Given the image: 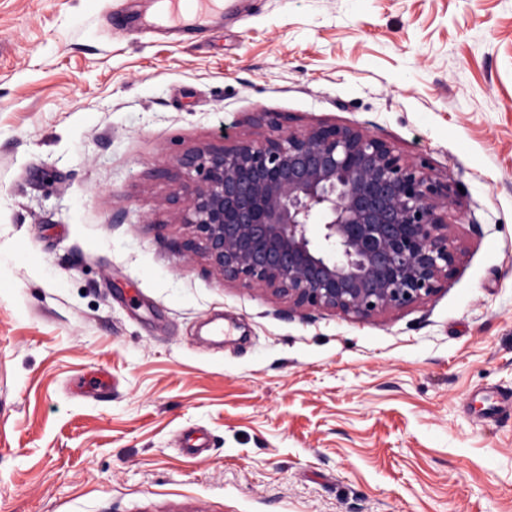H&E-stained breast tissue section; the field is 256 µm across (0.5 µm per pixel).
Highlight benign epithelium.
<instances>
[{"instance_id": "benign-epithelium-1", "label": "benign epithelium", "mask_w": 512, "mask_h": 512, "mask_svg": "<svg viewBox=\"0 0 512 512\" xmlns=\"http://www.w3.org/2000/svg\"><path fill=\"white\" fill-rule=\"evenodd\" d=\"M290 121L259 112L272 134L174 159L184 251L303 316L369 321L434 297L461 257L448 232L452 185L358 127Z\"/></svg>"}]
</instances>
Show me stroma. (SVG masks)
I'll return each mask as SVG.
<instances>
[{
	"mask_svg": "<svg viewBox=\"0 0 512 512\" xmlns=\"http://www.w3.org/2000/svg\"><path fill=\"white\" fill-rule=\"evenodd\" d=\"M258 112L462 186L433 298L303 319L185 255L158 170ZM0 512H512V0H242L190 38L0 0Z\"/></svg>",
	"mask_w": 512,
	"mask_h": 512,
	"instance_id": "1",
	"label": "stroma"
}]
</instances>
